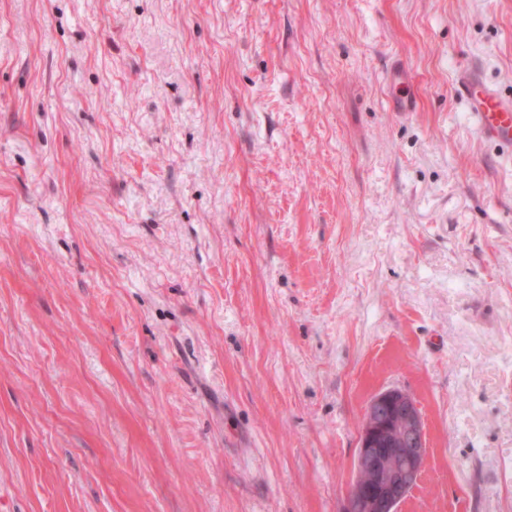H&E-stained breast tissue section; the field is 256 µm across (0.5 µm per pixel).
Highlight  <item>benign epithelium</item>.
Instances as JSON below:
<instances>
[{"label": "benign epithelium", "instance_id": "benign-epithelium-1", "mask_svg": "<svg viewBox=\"0 0 512 512\" xmlns=\"http://www.w3.org/2000/svg\"><path fill=\"white\" fill-rule=\"evenodd\" d=\"M426 458L424 424L413 396L400 388L368 403L356 448V478L343 512H397L418 484Z\"/></svg>", "mask_w": 512, "mask_h": 512}]
</instances>
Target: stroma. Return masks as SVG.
I'll return each instance as SVG.
<instances>
[{"instance_id": "1", "label": "stroma", "mask_w": 512, "mask_h": 512, "mask_svg": "<svg viewBox=\"0 0 512 512\" xmlns=\"http://www.w3.org/2000/svg\"><path fill=\"white\" fill-rule=\"evenodd\" d=\"M512 0H0V512H512ZM415 109L396 111L397 97ZM455 93L465 99L473 124L484 140L512 149V97L488 86L473 69L458 77ZM426 458L424 424L413 396L400 388L368 403L356 448V478L343 512H396L418 484Z\"/></svg>"}]
</instances>
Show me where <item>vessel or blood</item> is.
Returning <instances> with one entry per match:
<instances>
[{"label":"vessel or blood","mask_w":512,"mask_h":512,"mask_svg":"<svg viewBox=\"0 0 512 512\" xmlns=\"http://www.w3.org/2000/svg\"><path fill=\"white\" fill-rule=\"evenodd\" d=\"M455 93L465 99L480 136L512 149V97L488 86L475 70L462 73Z\"/></svg>","instance_id":"vessel-or-blood-1"}]
</instances>
